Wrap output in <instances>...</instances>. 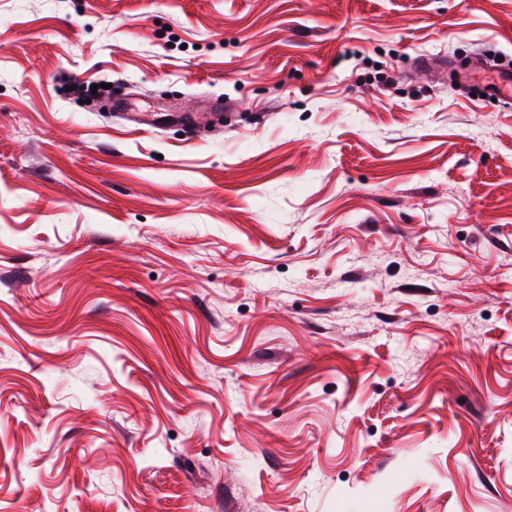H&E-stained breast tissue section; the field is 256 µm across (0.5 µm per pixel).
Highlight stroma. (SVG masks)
Wrapping results in <instances>:
<instances>
[{
  "label": "stroma",
  "mask_w": 512,
  "mask_h": 512,
  "mask_svg": "<svg viewBox=\"0 0 512 512\" xmlns=\"http://www.w3.org/2000/svg\"><path fill=\"white\" fill-rule=\"evenodd\" d=\"M484 53L512 0H0V512H512Z\"/></svg>",
  "instance_id": "35a3bbf8"
}]
</instances>
